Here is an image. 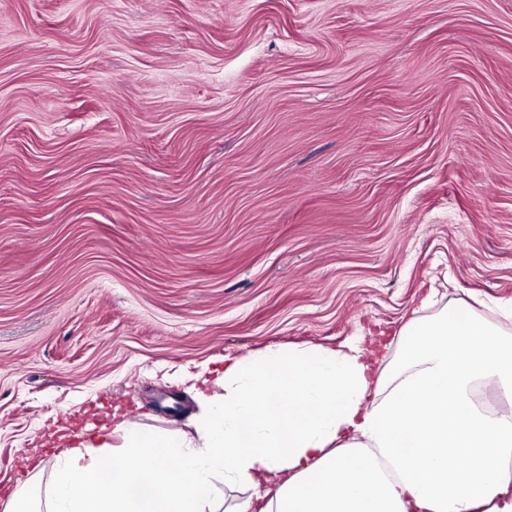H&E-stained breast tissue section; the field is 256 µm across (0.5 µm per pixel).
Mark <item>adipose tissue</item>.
<instances>
[{"label": "adipose tissue", "mask_w": 512, "mask_h": 512, "mask_svg": "<svg viewBox=\"0 0 512 512\" xmlns=\"http://www.w3.org/2000/svg\"><path fill=\"white\" fill-rule=\"evenodd\" d=\"M400 334L389 371L354 341L225 357L195 393V438L114 415L56 448L47 499L17 491L0 512H223L217 474L250 491L234 512H512V333L445 312ZM484 384L499 409L476 402Z\"/></svg>", "instance_id": "ef3b65f1"}]
</instances>
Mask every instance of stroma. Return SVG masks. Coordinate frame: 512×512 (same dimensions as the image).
<instances>
[{
	"label": "stroma",
	"mask_w": 512,
	"mask_h": 512,
	"mask_svg": "<svg viewBox=\"0 0 512 512\" xmlns=\"http://www.w3.org/2000/svg\"><path fill=\"white\" fill-rule=\"evenodd\" d=\"M511 305L512 0H0V505L224 355Z\"/></svg>",
	"instance_id": "1"
}]
</instances>
